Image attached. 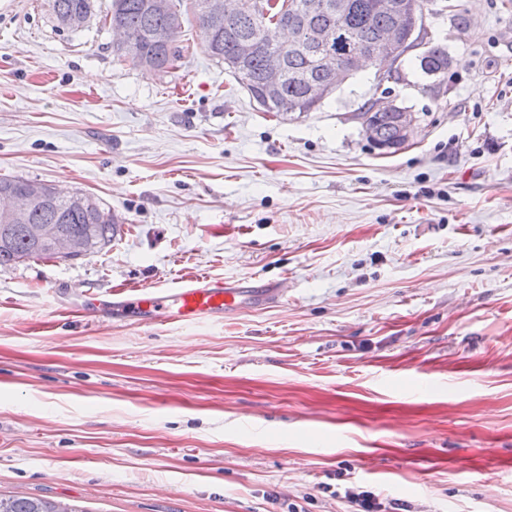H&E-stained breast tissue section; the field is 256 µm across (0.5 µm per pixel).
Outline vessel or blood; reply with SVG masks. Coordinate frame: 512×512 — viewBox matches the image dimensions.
Returning a JSON list of instances; mask_svg holds the SVG:
<instances>
[{
  "label": "vessel or blood",
  "instance_id": "b4317fda",
  "mask_svg": "<svg viewBox=\"0 0 512 512\" xmlns=\"http://www.w3.org/2000/svg\"><path fill=\"white\" fill-rule=\"evenodd\" d=\"M114 315L132 322L164 317L171 323L221 318L245 306L257 307L283 299L284 290L273 284L258 290L247 279H215L199 275L177 288L120 287L111 292Z\"/></svg>",
  "mask_w": 512,
  "mask_h": 512
}]
</instances>
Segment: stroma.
I'll list each match as a JSON object with an SVG mask.
<instances>
[{"mask_svg":"<svg viewBox=\"0 0 512 512\" xmlns=\"http://www.w3.org/2000/svg\"><path fill=\"white\" fill-rule=\"evenodd\" d=\"M94 0H0V175L94 195L111 247L0 271V494L79 512H512V0H426L412 50L311 112L258 111L186 16L178 69ZM413 112L386 154L356 114ZM204 272L288 298L90 320L94 287ZM53 13L56 17L57 26L66 31H76L84 28L88 17L94 10L93 0H53ZM81 12H61V11ZM60 12V13H58ZM58 13V14H57ZM57 14V15H56ZM86 14V15H85Z\"/></svg>","mask_w":512,"mask_h":512,"instance_id":"obj_1","label":"stroma"}]
</instances>
